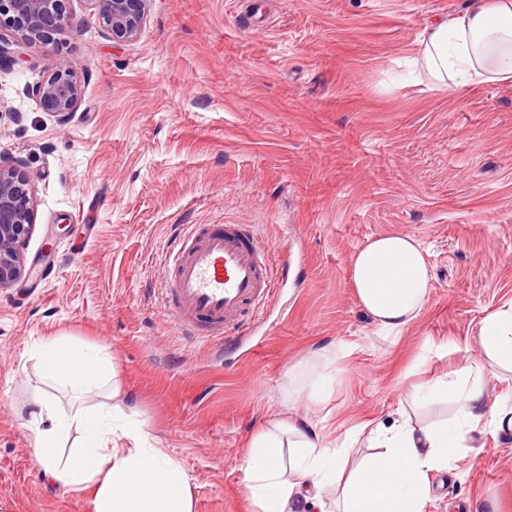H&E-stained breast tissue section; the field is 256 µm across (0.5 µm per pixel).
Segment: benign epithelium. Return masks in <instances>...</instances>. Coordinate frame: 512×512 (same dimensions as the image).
I'll return each mask as SVG.
<instances>
[{
  "label": "benign epithelium",
  "mask_w": 512,
  "mask_h": 512,
  "mask_svg": "<svg viewBox=\"0 0 512 512\" xmlns=\"http://www.w3.org/2000/svg\"><path fill=\"white\" fill-rule=\"evenodd\" d=\"M69 0H0V59H13L21 42H45L69 20ZM97 13L118 43L138 40L151 0H83ZM41 106L65 121L77 108L82 89L73 67L61 62L35 90ZM34 189L21 169L0 165V289L11 288L30 274L23 247L34 230Z\"/></svg>",
  "instance_id": "obj_1"
}]
</instances>
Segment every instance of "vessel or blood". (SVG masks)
Returning a JSON list of instances; mask_svg holds the SVG:
<instances>
[{
  "label": "vessel or blood",
  "instance_id": "vessel-or-blood-1",
  "mask_svg": "<svg viewBox=\"0 0 512 512\" xmlns=\"http://www.w3.org/2000/svg\"><path fill=\"white\" fill-rule=\"evenodd\" d=\"M167 314L182 334L219 344L249 335L252 317L282 287L285 264L239 224H189L162 261Z\"/></svg>",
  "mask_w": 512,
  "mask_h": 512
}]
</instances>
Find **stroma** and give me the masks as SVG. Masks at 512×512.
<instances>
[{"instance_id": "1", "label": "stroma", "mask_w": 512, "mask_h": 512, "mask_svg": "<svg viewBox=\"0 0 512 512\" xmlns=\"http://www.w3.org/2000/svg\"><path fill=\"white\" fill-rule=\"evenodd\" d=\"M468 0H152L140 38L116 43L72 0L68 27L0 61V162L35 190L25 258L0 290V512H93L33 458L38 396L74 414L37 351L66 336L112 359L148 445L190 478L193 512H251L240 463L282 409L286 372L344 345L324 411L338 434L397 419L407 384L451 369L488 315L512 303V83L437 89L407 69L425 24ZM82 87L73 116L35 88L60 62ZM253 226L288 280L238 348L179 334L160 259L188 224ZM428 251L422 312L376 335L349 280L369 238ZM455 475L431 474L427 512L494 491L512 512V438L485 428Z\"/></svg>"}]
</instances>
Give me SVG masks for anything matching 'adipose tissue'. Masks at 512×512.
<instances>
[{
    "mask_svg": "<svg viewBox=\"0 0 512 512\" xmlns=\"http://www.w3.org/2000/svg\"><path fill=\"white\" fill-rule=\"evenodd\" d=\"M414 59L441 90L512 82V0H471L465 10L428 23ZM349 277L358 305L387 336L407 330L428 300L427 252L409 234L369 238L354 253ZM474 342L477 357H464L452 372L405 392L414 404L451 402L454 415L445 423L405 414L389 425L364 423L339 441L322 418L268 420L252 436L241 466L254 512H426L431 473H452L481 425L512 432V402L488 396L489 377L512 378V306L484 320ZM345 356L340 345L308 353L311 370L301 390L312 405L326 401ZM40 358L45 375L77 395L115 374L100 352L63 337L48 340ZM128 399L115 384L98 409L70 417L35 399L29 425L37 465L52 482L90 490L94 512H192L186 472L164 449L147 445ZM73 425L84 442L65 457L61 437Z\"/></svg>",
    "mask_w": 512,
    "mask_h": 512,
    "instance_id": "ef3b65f1",
    "label": "adipose tissue"
}]
</instances>
